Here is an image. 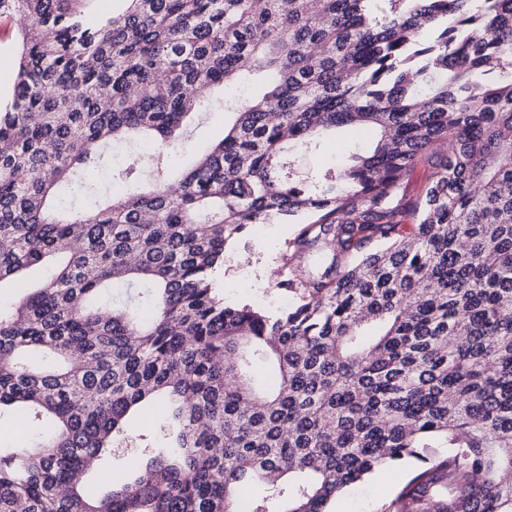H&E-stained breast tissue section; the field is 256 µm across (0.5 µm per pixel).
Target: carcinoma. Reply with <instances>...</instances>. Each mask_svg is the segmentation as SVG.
I'll return each mask as SVG.
<instances>
[{
  "instance_id": "1",
  "label": "carcinoma",
  "mask_w": 512,
  "mask_h": 512,
  "mask_svg": "<svg viewBox=\"0 0 512 512\" xmlns=\"http://www.w3.org/2000/svg\"><path fill=\"white\" fill-rule=\"evenodd\" d=\"M121 2L91 29L74 0H0L23 20L0 284L46 270L0 300V416L42 428L0 444V512H326L389 459L418 462L389 512H512V0ZM217 106L222 138L190 147ZM344 127L376 146L291 177L290 147ZM118 140L152 144L150 188L60 209L103 169L141 182ZM301 216L278 282L298 300L224 304L226 245ZM148 400L176 452L88 482ZM431 173L432 169L427 165L421 164L415 167L404 180L403 190L406 197L416 199L421 196L430 182Z\"/></svg>"
}]
</instances>
